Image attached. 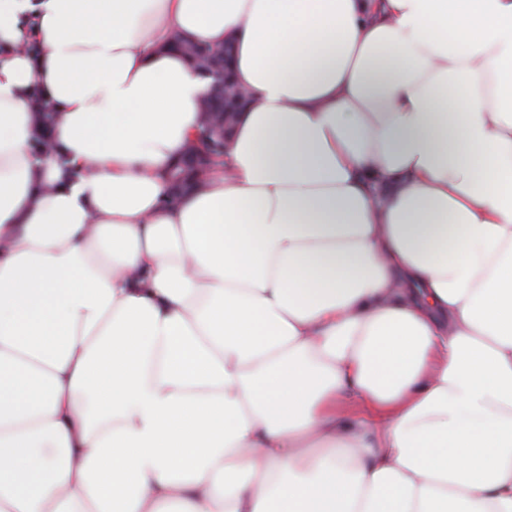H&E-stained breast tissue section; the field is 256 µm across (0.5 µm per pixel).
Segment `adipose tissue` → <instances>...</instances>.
Masks as SVG:
<instances>
[{
  "label": "adipose tissue",
  "instance_id": "ef3b65f1",
  "mask_svg": "<svg viewBox=\"0 0 512 512\" xmlns=\"http://www.w3.org/2000/svg\"><path fill=\"white\" fill-rule=\"evenodd\" d=\"M175 33L253 103L172 206ZM0 46V512H512V0H0Z\"/></svg>",
  "mask_w": 512,
  "mask_h": 512
}]
</instances>
